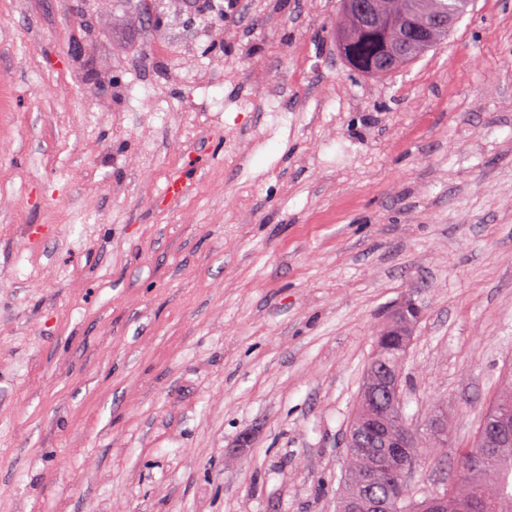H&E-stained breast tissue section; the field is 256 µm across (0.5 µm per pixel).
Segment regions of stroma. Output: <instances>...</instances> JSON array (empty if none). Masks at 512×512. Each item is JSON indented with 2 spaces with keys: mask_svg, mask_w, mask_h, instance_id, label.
<instances>
[{
  "mask_svg": "<svg viewBox=\"0 0 512 512\" xmlns=\"http://www.w3.org/2000/svg\"><path fill=\"white\" fill-rule=\"evenodd\" d=\"M339 0H0V512H336L381 321L444 488L512 382V0L352 69ZM392 312V317L395 318L397 328H394L390 322V319L384 323L380 329L381 331L377 334L375 340L374 354L368 363L364 374H363V382L362 388L365 385L366 378L370 375L374 368V364L381 360L385 362L388 367L395 372H402L404 359L406 357L407 352H400L397 350H378L381 346L382 336H408V332L405 330L407 326H409L414 319H416L419 315V308L413 303L411 300H405L401 302ZM362 388L359 394V398L356 405V410L353 418L358 419L362 425H365L370 419V407L364 397L362 396Z\"/></svg>",
  "mask_w": 512,
  "mask_h": 512,
  "instance_id": "stroma-1",
  "label": "stroma"
}]
</instances>
